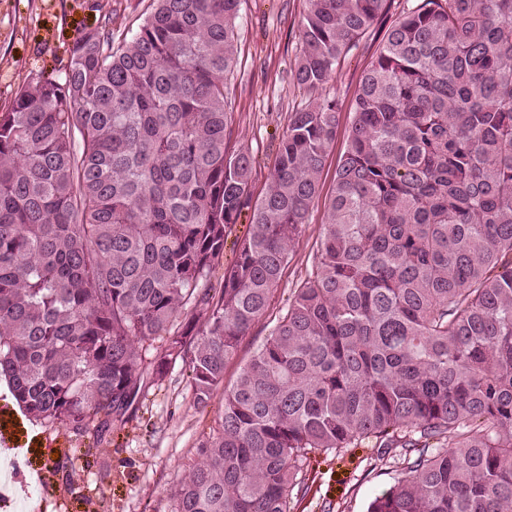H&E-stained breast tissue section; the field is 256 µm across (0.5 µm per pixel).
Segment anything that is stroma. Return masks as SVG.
I'll return each mask as SVG.
<instances>
[{"label": "stroma", "instance_id": "35a3bbf8", "mask_svg": "<svg viewBox=\"0 0 512 512\" xmlns=\"http://www.w3.org/2000/svg\"><path fill=\"white\" fill-rule=\"evenodd\" d=\"M153 0H0V112L21 86L40 72L63 73L74 40L112 17V39L131 37ZM392 0L387 17L360 39L325 84L338 98L339 124L329 151L310 221L284 267L265 315L256 322L224 371L232 386L241 368L284 314L287 298L311 273L322 236L325 204L352 120L350 104L364 71L375 59L387 27L405 5ZM305 0H242L236 20V66L228 76L229 151L252 160L250 192L262 198L274 172L288 115L308 96L291 73ZM222 390L208 407H197L183 363L149 383L138 408L111 423L101 440L52 422H36L13 399L0 378V449L12 451L10 478L28 500V512H173V494L200 459V449L219 429ZM393 458L378 459L370 445L340 455L309 454L301 466L305 493L291 512H367L373 498L399 478Z\"/></svg>", "mask_w": 512, "mask_h": 512}]
</instances>
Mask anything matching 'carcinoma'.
Returning a JSON list of instances; mask_svg holds the SVG:
<instances>
[{"mask_svg":"<svg viewBox=\"0 0 512 512\" xmlns=\"http://www.w3.org/2000/svg\"><path fill=\"white\" fill-rule=\"evenodd\" d=\"M155 2L0 114V377L35 421L104 429L179 360L208 406L318 196L340 106L317 92L390 0H306L311 98L255 203L226 150L240 0ZM350 112L312 272L174 512H288L307 455L370 441L403 468L367 512H512V0L402 10ZM251 210H247L246 208L243 210L241 216L239 217L237 224L233 227L232 233L228 236L226 243L224 245V265L227 266L231 264L235 259V250L233 243L236 238L243 237L247 234L249 230Z\"/></svg>","mask_w":512,"mask_h":512,"instance_id":"cac0c4a2","label":"carcinoma"}]
</instances>
